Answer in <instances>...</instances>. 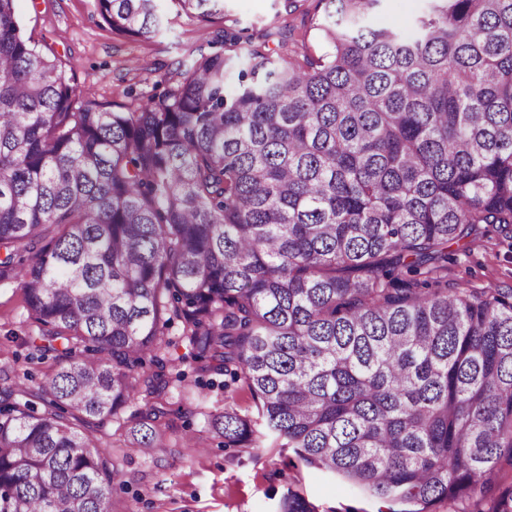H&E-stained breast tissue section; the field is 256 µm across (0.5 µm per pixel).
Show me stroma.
Instances as JSON below:
<instances>
[{"instance_id":"1","label":"stroma","mask_w":512,"mask_h":512,"mask_svg":"<svg viewBox=\"0 0 512 512\" xmlns=\"http://www.w3.org/2000/svg\"><path fill=\"white\" fill-rule=\"evenodd\" d=\"M16 7L22 32L37 50L59 58L89 99L119 111L176 86L182 45L211 53L225 29L246 30L257 43L268 24L286 22L305 33L308 55L325 50L309 30L321 10L318 0H224L223 16L209 22L187 17L164 0L168 31L139 39L112 33L95 0H17ZM437 278L451 291L512 290V226L481 224L465 245L449 244L447 268ZM32 331L20 287L0 283V390L21 382L36 397L55 373V361L34 350ZM179 332L176 324L169 330L167 375L175 409L159 421L161 447L149 455L135 449L136 414L144 405L139 398L88 428L124 474L112 490V512H276L290 489L319 512H377L378 503L346 481L306 467L283 448L267 433L243 378L201 368ZM227 406L251 421L260 434L257 445L225 447L209 428L207 414Z\"/></svg>"}]
</instances>
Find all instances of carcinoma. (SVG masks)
Here are the masks:
<instances>
[{
  "instance_id": "carcinoma-1",
  "label": "carcinoma",
  "mask_w": 512,
  "mask_h": 512,
  "mask_svg": "<svg viewBox=\"0 0 512 512\" xmlns=\"http://www.w3.org/2000/svg\"><path fill=\"white\" fill-rule=\"evenodd\" d=\"M159 2L96 8L149 38ZM383 2L319 0L327 50L301 61L226 30L125 112L83 96L0 0V282H20L31 342L59 363L43 411L0 393V512H112L123 475L62 412L102 422L141 396L149 453L175 318L282 447L378 512L480 502L512 466V291L417 279L477 225H512V0H425L408 35L374 24ZM208 425L257 442L233 408ZM278 512L318 509L290 490ZM491 512H512V483Z\"/></svg>"
}]
</instances>
